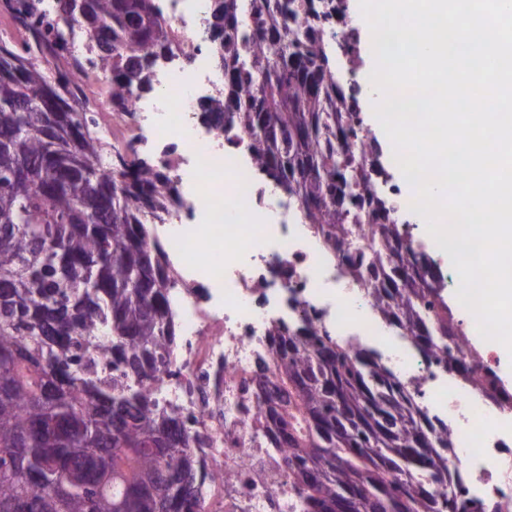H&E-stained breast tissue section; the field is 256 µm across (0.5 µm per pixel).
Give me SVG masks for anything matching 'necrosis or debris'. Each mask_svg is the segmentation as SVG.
<instances>
[{
  "label": "necrosis or debris",
  "mask_w": 512,
  "mask_h": 512,
  "mask_svg": "<svg viewBox=\"0 0 512 512\" xmlns=\"http://www.w3.org/2000/svg\"><path fill=\"white\" fill-rule=\"evenodd\" d=\"M177 42L150 73L152 92L131 90L122 108L95 113L114 143H134L166 168L181 203L167 218L161 244L173 258L171 308L178 335L169 374L155 396L192 431L206 479L203 512H303L283 449L267 437L269 414L256 398L255 364L267 353L272 323H311L357 347L378 346L417 409L448 424L449 467L479 512H512V444L448 378L441 357H426L410 337L389 333L368 289L372 266L368 216L349 217L341 252L328 250L285 196L251 160L239 126L208 124L207 93L221 85L211 62L210 0H154ZM402 243L420 250L418 227L401 220L408 202L382 166L368 168ZM361 253L363 280L344 272L342 256Z\"/></svg>",
  "instance_id": "4bbe7bcc"
}]
</instances>
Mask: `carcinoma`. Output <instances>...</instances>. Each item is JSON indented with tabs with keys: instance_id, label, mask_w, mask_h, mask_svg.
<instances>
[{
	"instance_id": "1",
	"label": "carcinoma",
	"mask_w": 512,
	"mask_h": 512,
	"mask_svg": "<svg viewBox=\"0 0 512 512\" xmlns=\"http://www.w3.org/2000/svg\"><path fill=\"white\" fill-rule=\"evenodd\" d=\"M18 21L51 48L64 31L16 0ZM207 24L224 59V95L208 117L251 134L254 163L298 198L306 223L336 250L345 240L342 197L371 202L375 185L356 176L348 139L360 112L329 67L323 30L305 23L313 0H250L254 31L241 32L240 0H223ZM87 36L88 66L121 107L133 87L151 89L149 59L168 49L171 25L153 0H88L73 18ZM70 74L50 112L39 64L0 45V512H192L199 477L185 422L146 385L168 368L175 342L169 263L146 219L161 218L174 182L129 143L109 156L77 106ZM385 285L371 292L384 319L420 352L440 350L445 370L493 400L497 371L462 342L454 315L433 288L425 254L397 243L394 225H373ZM108 338L112 367L95 356ZM268 352L276 385L261 392L268 435L288 451V476L308 512H336L346 490L360 512H473L448 467V427L421 415L370 348L306 326L279 324ZM423 471L430 480L417 482Z\"/></svg>"
}]
</instances>
